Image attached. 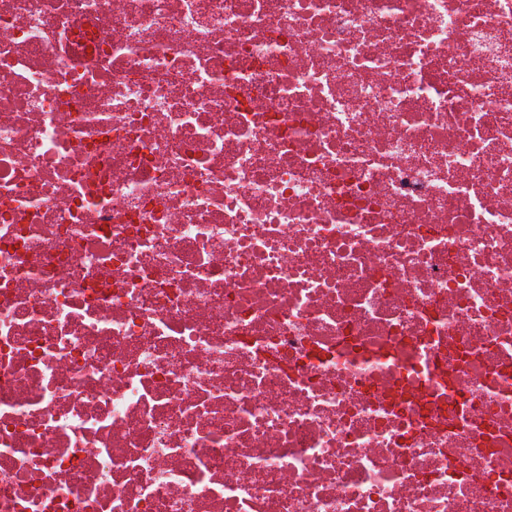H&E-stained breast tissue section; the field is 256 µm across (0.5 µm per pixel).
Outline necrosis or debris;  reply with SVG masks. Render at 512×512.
Wrapping results in <instances>:
<instances>
[{"instance_id":"necrosis-or-debris-1","label":"necrosis or debris","mask_w":512,"mask_h":512,"mask_svg":"<svg viewBox=\"0 0 512 512\" xmlns=\"http://www.w3.org/2000/svg\"><path fill=\"white\" fill-rule=\"evenodd\" d=\"M0 512H512V0H0Z\"/></svg>"}]
</instances>
